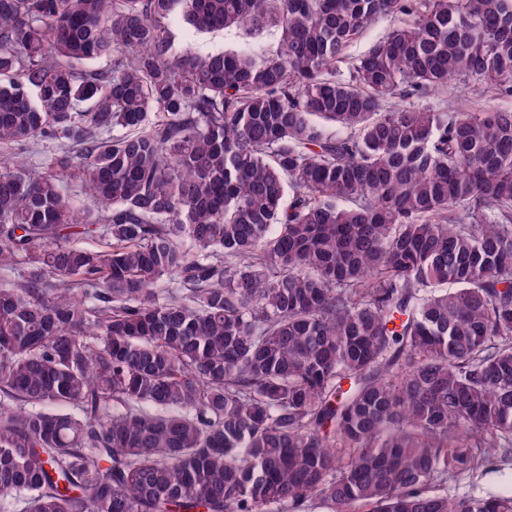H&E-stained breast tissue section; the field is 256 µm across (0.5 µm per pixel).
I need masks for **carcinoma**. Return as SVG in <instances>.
<instances>
[{"label":"carcinoma","mask_w":512,"mask_h":512,"mask_svg":"<svg viewBox=\"0 0 512 512\" xmlns=\"http://www.w3.org/2000/svg\"><path fill=\"white\" fill-rule=\"evenodd\" d=\"M454 81L512 94V0H0V145H57L0 156V512H512L436 492L512 456V112ZM392 23L389 18H379L363 30L356 37L348 51L349 57H357L366 52L371 45L382 38L390 29ZM250 40L243 30H224L212 33H199L191 38H184L176 33V44L180 50L199 52L224 51L237 49ZM460 86L459 83L448 85L447 88L426 99L423 104H428L437 110L449 108L452 110L474 111L490 106L502 111L512 112V96L500 95L495 87L484 86L483 92L464 96L460 92Z\"/></svg>","instance_id":"obj_1"}]
</instances>
